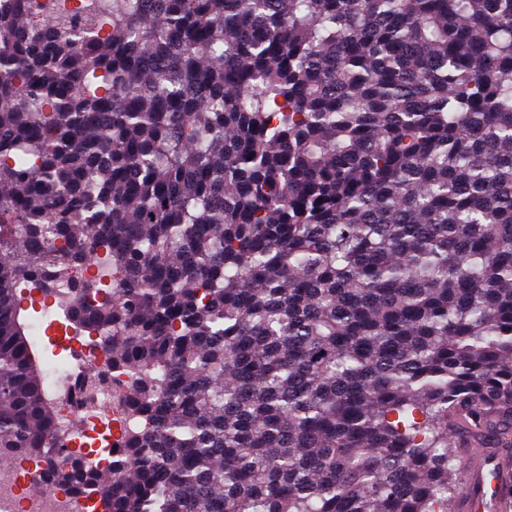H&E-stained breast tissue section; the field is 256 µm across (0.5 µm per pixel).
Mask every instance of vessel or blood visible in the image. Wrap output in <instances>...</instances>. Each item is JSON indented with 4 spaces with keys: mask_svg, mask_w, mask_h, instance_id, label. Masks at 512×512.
<instances>
[{
    "mask_svg": "<svg viewBox=\"0 0 512 512\" xmlns=\"http://www.w3.org/2000/svg\"><path fill=\"white\" fill-rule=\"evenodd\" d=\"M463 469L467 481L462 512H498L512 500V459L507 454L491 455L465 442Z\"/></svg>",
    "mask_w": 512,
    "mask_h": 512,
    "instance_id": "vessel-or-blood-1",
    "label": "vessel or blood"
}]
</instances>
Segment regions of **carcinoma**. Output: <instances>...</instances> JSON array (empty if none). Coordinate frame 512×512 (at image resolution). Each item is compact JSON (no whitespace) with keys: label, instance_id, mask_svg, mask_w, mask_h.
<instances>
[{"label":"carcinoma","instance_id":"1","mask_svg":"<svg viewBox=\"0 0 512 512\" xmlns=\"http://www.w3.org/2000/svg\"><path fill=\"white\" fill-rule=\"evenodd\" d=\"M25 283L121 387L93 455ZM456 430L512 431V0L0 4V461L84 512H460ZM28 314V322L33 325V328L31 329V334L33 337L37 340L38 344L41 346V348L44 351V359H43V369L45 371V387L49 392L52 393L50 387H49V381H50V375H49V369H50V359H51V352L53 350H56L57 352H60L61 357H65L70 360V350L64 347L63 345L59 343H55L52 341L49 336H58L57 334H54V327L48 328V322H44L41 325H39V313L34 312L31 308L27 312Z\"/></svg>","mask_w":512,"mask_h":512}]
</instances>
